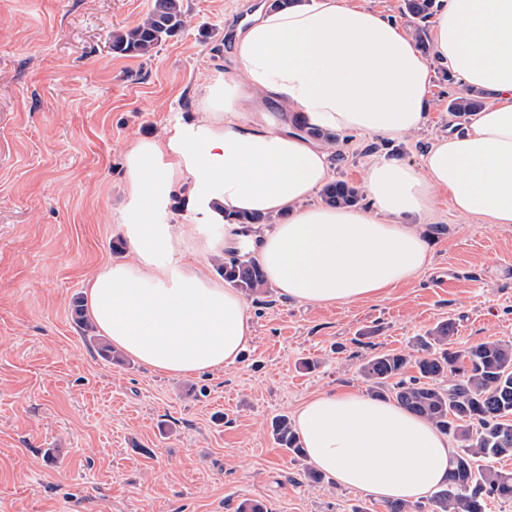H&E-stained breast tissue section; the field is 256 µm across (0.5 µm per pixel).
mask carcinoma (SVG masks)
Returning a JSON list of instances; mask_svg holds the SVG:
<instances>
[{
    "mask_svg": "<svg viewBox=\"0 0 512 512\" xmlns=\"http://www.w3.org/2000/svg\"><path fill=\"white\" fill-rule=\"evenodd\" d=\"M434 0H404L405 13L413 19L414 34L423 52L429 46L424 22ZM183 0H156L154 9L139 23L112 36V51L121 55L149 56L183 30ZM481 93L470 91L448 101V112L458 118L480 111ZM329 206L362 203L361 188L346 181H332L321 190ZM224 281L243 294H269L259 262L235 251L217 264ZM453 325L441 323L419 336L410 352L386 351L369 358L361 372L374 395L391 393L398 404L425 417L442 432L461 443L448 464V482L428 504L395 501L387 512H486L488 500L512 501V473L484 465L512 448V343L487 340L466 350L450 347ZM416 374L405 377L407 367ZM277 443L295 454L303 453L294 426L287 416L272 422Z\"/></svg>",
    "mask_w": 512,
    "mask_h": 512,
    "instance_id": "cac0c4a2",
    "label": "carcinoma"
}]
</instances>
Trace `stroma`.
<instances>
[{
  "label": "stroma",
  "mask_w": 512,
  "mask_h": 512,
  "mask_svg": "<svg viewBox=\"0 0 512 512\" xmlns=\"http://www.w3.org/2000/svg\"><path fill=\"white\" fill-rule=\"evenodd\" d=\"M257 0H183L186 28L152 56L112 51L154 0H0V512H385L273 438L274 417L316 394L367 391L372 355L409 349L440 322L457 349L512 342V224H481L440 197L424 218L429 265L384 297L312 305L247 297L254 340L226 370L185 378L109 360L74 311L84 282L128 252L124 152L188 121L231 61ZM435 66L417 134L341 133L332 177L361 183L373 157L417 164L460 95ZM315 369H305V360Z\"/></svg>",
  "instance_id": "obj_1"
}]
</instances>
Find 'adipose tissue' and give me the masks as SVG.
I'll return each mask as SVG.
<instances>
[{
	"mask_svg": "<svg viewBox=\"0 0 512 512\" xmlns=\"http://www.w3.org/2000/svg\"><path fill=\"white\" fill-rule=\"evenodd\" d=\"M232 55L189 122L126 149L120 231L131 255L85 284L96 333L168 377L235 366L253 341L243 295L209 271L225 248L248 245L288 299L347 305L427 267L428 238L408 218L439 194L458 212L512 224V0H441L426 56L394 20L351 0H260ZM435 63L462 89L482 90L483 109L436 137L420 165L374 159L362 181L368 206L314 204L331 146L309 129L383 140L421 131ZM184 186L188 228L166 219ZM237 213L267 222L246 234L224 221ZM294 425L309 463L339 488L417 501L448 476L447 436L389 401L323 392Z\"/></svg>",
	"mask_w": 512,
	"mask_h": 512,
	"instance_id": "obj_1",
	"label": "adipose tissue"
}]
</instances>
